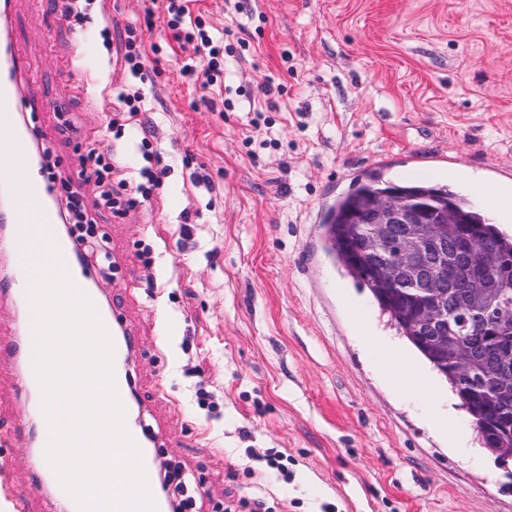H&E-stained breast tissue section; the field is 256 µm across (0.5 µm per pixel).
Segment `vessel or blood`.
<instances>
[{
	"mask_svg": "<svg viewBox=\"0 0 512 512\" xmlns=\"http://www.w3.org/2000/svg\"><path fill=\"white\" fill-rule=\"evenodd\" d=\"M26 74V65L18 55L0 60V193L9 200L1 217L12 228V259L14 262L13 297L20 306H27L28 298V248L32 242L48 237L54 239L66 257L71 278L85 290L92 302H99L95 289L88 286V267L75 258L68 242L58 238L55 224L57 212L45 194L46 180L34 171L28 146L31 127L23 123V112L31 109V101L22 98L18 86ZM99 318L112 334L113 368L117 395L123 406H131L135 394L128 368V359L134 348V337L129 331L117 328L118 318L112 310H99ZM21 389L29 398L34 416L42 414V391L36 379L32 362L26 361L21 375ZM127 429L141 452V462L148 478H155L157 456L148 446V433L140 423H128ZM38 487L49 489L53 497L63 502L68 512H78L72 497L61 487L49 464H42L36 475Z\"/></svg>",
	"mask_w": 512,
	"mask_h": 512,
	"instance_id": "b4317fda",
	"label": "vessel or blood"
}]
</instances>
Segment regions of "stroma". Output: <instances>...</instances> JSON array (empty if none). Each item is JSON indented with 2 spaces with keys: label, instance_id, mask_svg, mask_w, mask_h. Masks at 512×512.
<instances>
[{
  "label": "stroma",
  "instance_id": "1",
  "mask_svg": "<svg viewBox=\"0 0 512 512\" xmlns=\"http://www.w3.org/2000/svg\"><path fill=\"white\" fill-rule=\"evenodd\" d=\"M51 0H13L29 66L25 93L62 178L109 238L116 265L97 277L104 305L133 333V411L160 439L196 512L263 498L273 512H512V458L480 445L447 383L422 396L390 380L388 355L415 351L328 250L323 218L384 156L408 176L411 153L459 156L453 186L512 199V0H198L224 69L194 105L162 24L144 0H84L70 25ZM155 46L147 80L124 71L104 27ZM271 81L265 96L258 86ZM143 88L142 122L107 123L115 95ZM83 130L63 132L66 119ZM252 142H245V135ZM150 138L145 157L142 138ZM136 181L150 160L163 185L123 215L98 207L87 148ZM19 362H0V459L28 512H56L34 486ZM448 415L447 433L429 420ZM287 456V472L267 453Z\"/></svg>",
  "mask_w": 512,
  "mask_h": 512
}]
</instances>
